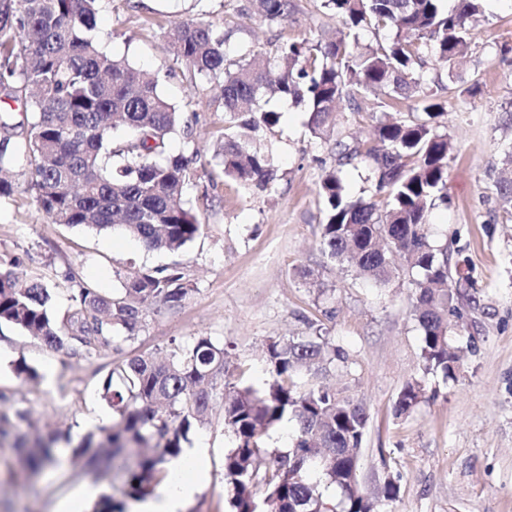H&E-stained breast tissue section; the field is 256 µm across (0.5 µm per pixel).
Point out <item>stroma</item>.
I'll list each match as a JSON object with an SVG mask.
<instances>
[{"label": "stroma", "instance_id": "35a3bbf8", "mask_svg": "<svg viewBox=\"0 0 512 512\" xmlns=\"http://www.w3.org/2000/svg\"><path fill=\"white\" fill-rule=\"evenodd\" d=\"M288 20L271 23L254 0H103L95 35L101 46L145 72L159 76L160 92L182 114L168 139L166 156L196 155V171L184 188L186 204L200 208L202 229L181 253L145 250L121 231L96 233L52 221L37 207L27 183V162L15 163L17 188L0 200V271L41 277L55 291L57 314L72 309L77 283L119 293L130 271L178 266L193 289L181 307H150L134 341L86 361L32 341L0 325V409L26 408L33 431L58 430L81 441L87 417L107 404L100 380L113 364L133 356L163 354L171 344L205 335L223 343L230 365L246 369L263 386L269 378V340L327 336L349 354L347 366L313 375L300 386L321 383L361 400L369 423L359 455L358 480L372 491L385 476L400 480L395 500L378 512H512V216L501 207L495 184L504 174L503 109L512 102V0H493L491 13L473 34V53L448 65L430 57L431 75L448 79L447 112L437 120L453 150L448 158V202L429 222L450 253L466 257L480 288L467 322L476 337L465 352L457 381L420 370L421 341L413 316L414 288L405 271L374 286L320 249L323 215L318 189L336 164L332 142L312 138L302 107L272 101L281 112L265 144L275 157L270 189L225 180L213 158L224 135L220 92L193 75L166 50L161 33L175 22L205 14L224 28L226 48L237 58L274 53L289 39L328 36L339 22L319 0H293ZM479 85L476 95L467 89ZM415 119L407 102L368 95L361 113L339 114L336 131L354 144L370 141L373 116ZM313 271L327 291L316 295L298 272ZM35 379L19 377L18 360ZM54 368L55 382L44 374ZM420 379L424 398L410 414L394 404L403 386ZM188 447L205 446L206 481L186 512H227L231 487L224 455L234 438L224 428L223 403L214 400L205 425L188 436ZM58 467L32 477L11 440H0V512H55L59 500L86 485L61 448Z\"/></svg>", "mask_w": 512, "mask_h": 512}]
</instances>
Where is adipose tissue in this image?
Wrapping results in <instances>:
<instances>
[{
  "mask_svg": "<svg viewBox=\"0 0 512 512\" xmlns=\"http://www.w3.org/2000/svg\"><path fill=\"white\" fill-rule=\"evenodd\" d=\"M204 455V449H188L172 464V476L164 487L153 497L134 503L132 512H185L203 479L201 461Z\"/></svg>",
  "mask_w": 512,
  "mask_h": 512,
  "instance_id": "ef3b65f1",
  "label": "adipose tissue"
}]
</instances>
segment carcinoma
<instances>
[{
	"label": "carcinoma",
	"mask_w": 512,
	"mask_h": 512,
	"mask_svg": "<svg viewBox=\"0 0 512 512\" xmlns=\"http://www.w3.org/2000/svg\"><path fill=\"white\" fill-rule=\"evenodd\" d=\"M100 0H0V88L23 105L24 118L0 113V199L15 192L11 171L26 157L28 183L39 208L55 224L98 232L119 230L147 250L178 252L198 236L202 222L184 205L183 188L192 159L156 160L181 123V113L158 89L157 80L102 51L94 36ZM321 0L323 13L347 32L335 39L307 37L282 44L275 55L254 52L229 59L224 29L195 17L176 23L165 38L176 60L219 86L224 140L216 158L224 177L266 190L274 180V158L265 132L281 113L273 99L302 105L310 134L328 139L336 113L360 112L361 101L382 94L410 101L416 121L379 119L375 138L350 145L336 139L337 168L320 181L324 215L320 245L330 257L376 285L388 283L395 259L412 274L413 311L421 330L424 374L455 380L466 308L478 302L465 261L450 264L448 248L434 239L430 211L448 203V135L434 119L445 106L440 81L429 76L426 57L453 63L471 52V31L485 18L487 0ZM270 22L288 18L291 0H259ZM364 30L390 32L386 42L359 48ZM27 126L25 139L15 129ZM122 127L130 138L116 142ZM371 162L369 200L352 198L341 168ZM193 289L174 268L124 275L122 293L102 294L79 285L75 305L62 318L53 312V289L34 276L24 282L0 272V324L21 329L34 341L91 360L121 350L138 335L152 305L181 306ZM270 379L256 388L234 375L224 346L209 336L172 344L164 360L138 355L113 364L101 380L102 398L118 420L88 433L72 449L80 472L108 478L115 459L135 453L124 475V494L142 499L168 478V464L207 420L222 390L224 429L236 446L224 454V478L232 487L230 512H375L378 499H395L398 480L386 476L371 494L359 488L356 470L369 414L350 396L322 386L298 388L296 376L313 367L347 362L326 336L272 340L266 346ZM423 398L422 382L405 384L397 414ZM285 419L297 437L286 453L265 446L268 432ZM27 410L0 411V439L14 435L22 465L36 474L57 462L54 448L70 437L33 439L21 432ZM317 470L340 491L332 504L309 480Z\"/></svg>",
	"instance_id": "carcinoma-1"
}]
</instances>
